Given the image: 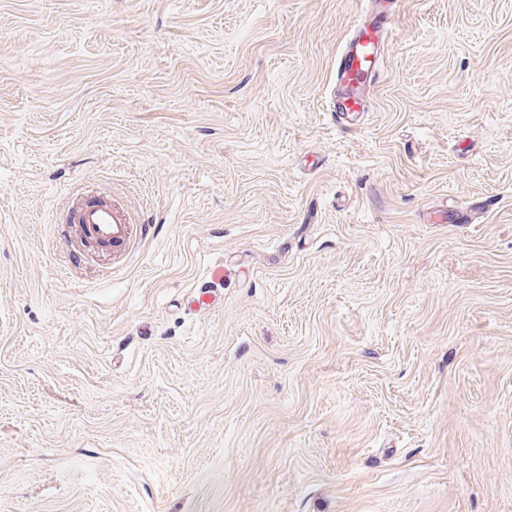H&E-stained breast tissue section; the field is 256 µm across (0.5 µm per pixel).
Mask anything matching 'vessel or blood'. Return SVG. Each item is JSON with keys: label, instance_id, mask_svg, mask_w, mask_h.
<instances>
[{"label": "vessel or blood", "instance_id": "vessel-or-blood-1", "mask_svg": "<svg viewBox=\"0 0 512 512\" xmlns=\"http://www.w3.org/2000/svg\"><path fill=\"white\" fill-rule=\"evenodd\" d=\"M394 0H359L360 8L351 35L343 46L336 67L337 112L358 115L367 111L365 90L382 76V42L389 30ZM82 231L103 244L123 241L127 226L107 198L76 202L70 212Z\"/></svg>", "mask_w": 512, "mask_h": 512}]
</instances>
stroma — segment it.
<instances>
[{"label":"stroma","instance_id":"1","mask_svg":"<svg viewBox=\"0 0 512 512\" xmlns=\"http://www.w3.org/2000/svg\"><path fill=\"white\" fill-rule=\"evenodd\" d=\"M355 10L0 0V512H512V0ZM351 35L336 67V111L347 116L367 112L366 87L382 76V42L389 30L394 0H359ZM70 217L84 233L91 234L107 246L112 242H122L127 236V225L114 213L112 201L108 198L78 201L73 205Z\"/></svg>","mask_w":512,"mask_h":512}]
</instances>
